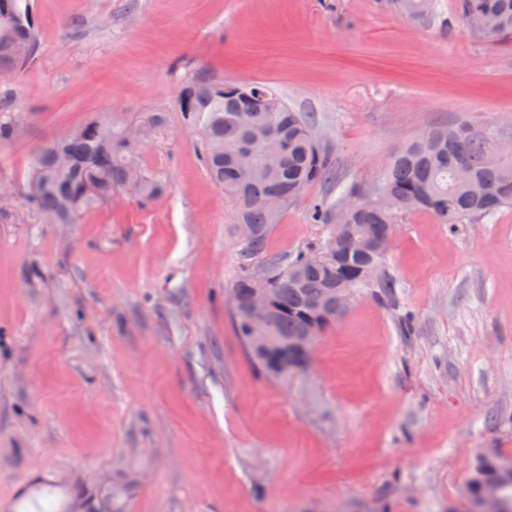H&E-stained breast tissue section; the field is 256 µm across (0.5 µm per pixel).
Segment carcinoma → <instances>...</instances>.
I'll list each match as a JSON object with an SVG mask.
<instances>
[{"mask_svg": "<svg viewBox=\"0 0 512 512\" xmlns=\"http://www.w3.org/2000/svg\"><path fill=\"white\" fill-rule=\"evenodd\" d=\"M405 16L424 24L441 20L436 0H390ZM457 18L477 38L512 35V0H457ZM39 49L32 0H0V80L8 81L31 63ZM183 122L200 137V161L235 208V224L254 229L240 251L243 272L234 281L229 309L244 350L261 374L286 379L305 369L299 340L318 338L342 311L333 291L368 285L378 297L393 294L392 279L380 273L383 257L346 250L349 238L379 239L409 212L426 211L443 224L491 219L512 207V130L467 119L427 130L386 161L366 185L337 175L328 147L318 138L309 112L289 105L270 85L239 83L203 65L183 78L178 96ZM21 115L0 96V144L11 142ZM165 123L154 113L135 124L93 117L31 155L25 199L42 224H72L85 211L132 191L148 205L162 196L159 176L142 162V149ZM479 182L486 194L473 196ZM327 187L309 219L329 226L327 242L264 270L271 293L269 320L251 322L248 308L258 292L251 260L266 253L272 226L303 191ZM498 455L479 456L463 490L466 512L494 496L501 512H512V468Z\"/></svg>", "mask_w": 512, "mask_h": 512, "instance_id": "cac0c4a2", "label": "carcinoma"}]
</instances>
